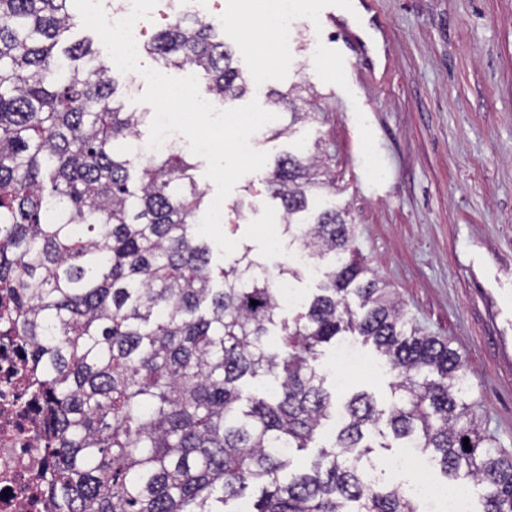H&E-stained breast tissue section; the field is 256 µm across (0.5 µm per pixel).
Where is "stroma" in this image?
I'll list each match as a JSON object with an SVG mask.
<instances>
[{"label": "stroma", "mask_w": 512, "mask_h": 512, "mask_svg": "<svg viewBox=\"0 0 512 512\" xmlns=\"http://www.w3.org/2000/svg\"><path fill=\"white\" fill-rule=\"evenodd\" d=\"M375 3L387 55L371 78L337 60L325 0H297L295 37L280 55L271 34L248 38L257 18L242 0H199L196 12L220 21L235 66L257 77L240 104L266 109L269 90L303 86L313 120L279 137L290 114L276 109L260 150L274 158L321 142L332 202L368 266L420 327L450 340L482 428L512 452V0ZM264 178L242 177L225 199V233L274 272L287 258L264 233L281 219ZM349 342L375 369L343 371L340 345L322 344L327 386L341 399L372 393L388 408L389 370L372 345Z\"/></svg>", "instance_id": "obj_1"}]
</instances>
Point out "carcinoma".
<instances>
[{"label":"carcinoma","instance_id":"cac0c4a2","mask_svg":"<svg viewBox=\"0 0 512 512\" xmlns=\"http://www.w3.org/2000/svg\"><path fill=\"white\" fill-rule=\"evenodd\" d=\"M70 4L0 0V328L24 338L39 380L54 512H227L249 490L251 512H420L371 475L383 419L450 480L484 486L481 512H512V453L481 430L457 351L407 318L353 246L347 214L324 206L319 146L278 156L264 179L289 246L334 257L318 294L280 323L249 252L211 264L197 233L206 193L186 153L139 154L146 114L124 111L90 44L58 50L75 26ZM218 24L179 17L144 51L236 100L246 80ZM273 96L291 110L277 135L311 118L296 89ZM344 333L385 357L389 410L365 391L338 404L325 387L316 347ZM257 379L269 392L243 395ZM331 421L335 441L283 481Z\"/></svg>","mask_w":512,"mask_h":512}]
</instances>
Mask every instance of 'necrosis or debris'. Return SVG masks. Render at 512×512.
<instances>
[{"instance_id": "4bbe7bcc", "label": "necrosis or debris", "mask_w": 512, "mask_h": 512, "mask_svg": "<svg viewBox=\"0 0 512 512\" xmlns=\"http://www.w3.org/2000/svg\"><path fill=\"white\" fill-rule=\"evenodd\" d=\"M23 345L21 337H0V512H51L36 378Z\"/></svg>"}]
</instances>
